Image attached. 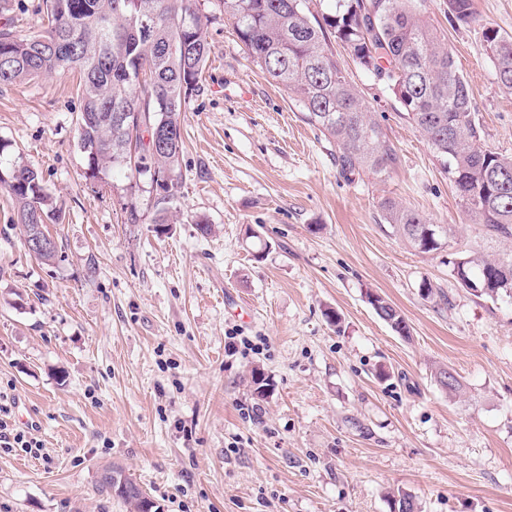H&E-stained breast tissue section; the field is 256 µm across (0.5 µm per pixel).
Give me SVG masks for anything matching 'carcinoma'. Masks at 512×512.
Instances as JSON below:
<instances>
[{"instance_id":"cac0c4a2","label":"carcinoma","mask_w":512,"mask_h":512,"mask_svg":"<svg viewBox=\"0 0 512 512\" xmlns=\"http://www.w3.org/2000/svg\"><path fill=\"white\" fill-rule=\"evenodd\" d=\"M197 0H39L40 28L22 34L0 28V84H12L76 67L82 108L79 145L89 169L130 168L149 178L162 201L180 192L181 114L198 86L209 43ZM329 12L311 17L305 0H221L248 55L271 81L294 93L305 119L336 144L347 173L383 177L399 156L373 118L368 103L334 57L340 46L384 83L454 183L465 211L497 236L512 238V156L487 149L468 82L451 49L426 20L425 0H330ZM455 21L474 20L472 0H448ZM499 86L512 91V38L487 28ZM161 128L167 143L156 149L145 134ZM0 186L13 197L16 223L28 234L61 208L41 174L22 162ZM386 223L420 253L445 248L448 225L433 224L400 202L381 203ZM450 263L459 282L478 296L512 295V262L458 256ZM376 314L404 337L410 326L382 296L368 294ZM98 478L135 481L117 466Z\"/></svg>"}]
</instances>
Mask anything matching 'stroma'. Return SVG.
Listing matches in <instances>:
<instances>
[{
  "label": "stroma",
  "mask_w": 512,
  "mask_h": 512,
  "mask_svg": "<svg viewBox=\"0 0 512 512\" xmlns=\"http://www.w3.org/2000/svg\"><path fill=\"white\" fill-rule=\"evenodd\" d=\"M473 10L457 25L448 0H427L425 16L469 83L484 145L512 156V93L483 38L512 37V0ZM199 12L210 53L167 206L148 178L89 170L77 71L0 85V174L34 166L65 211L49 227L58 256L41 262L0 187V406L10 432L42 445L38 458L0 445V512H130L98 485L109 464L160 512H394L402 494L419 512H512V298L475 295L448 262L512 258V239L474 223L394 93L341 47L398 151L382 178L342 172L216 0ZM387 198L447 225L448 249L409 247ZM164 208L173 223H157ZM440 367L460 394L437 385ZM256 369L271 383L261 399ZM368 299L373 306L376 314L390 327L401 334L400 336L409 337L411 335L410 326L400 310L392 305L382 296L375 293H368Z\"/></svg>",
  "instance_id": "1"
}]
</instances>
